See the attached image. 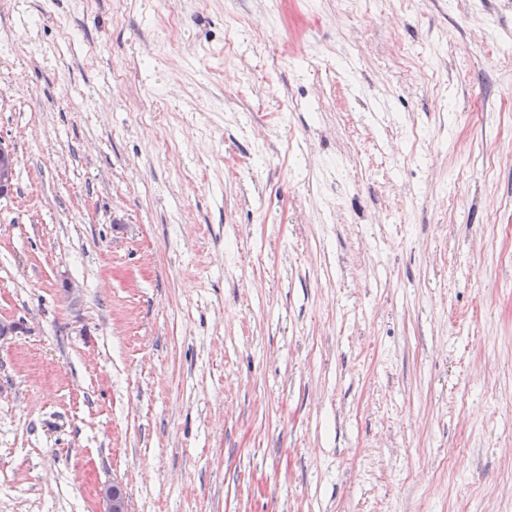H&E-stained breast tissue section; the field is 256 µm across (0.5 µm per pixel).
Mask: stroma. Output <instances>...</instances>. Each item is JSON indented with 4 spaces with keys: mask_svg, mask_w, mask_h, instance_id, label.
Masks as SVG:
<instances>
[{
    "mask_svg": "<svg viewBox=\"0 0 512 512\" xmlns=\"http://www.w3.org/2000/svg\"><path fill=\"white\" fill-rule=\"evenodd\" d=\"M0 139V512H512V0H0ZM17 168L18 158L15 152L0 140V199L13 195Z\"/></svg>",
    "mask_w": 512,
    "mask_h": 512,
    "instance_id": "obj_1",
    "label": "stroma"
}]
</instances>
